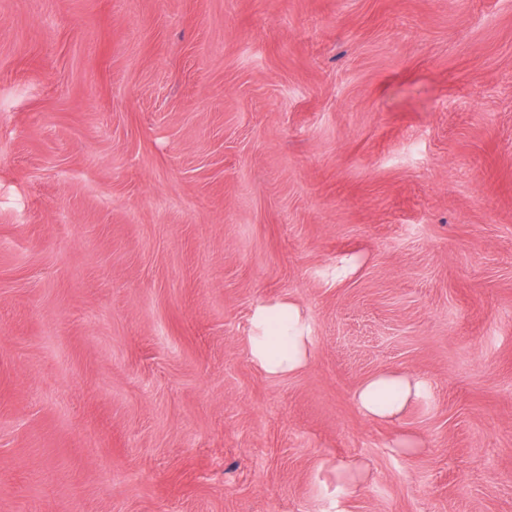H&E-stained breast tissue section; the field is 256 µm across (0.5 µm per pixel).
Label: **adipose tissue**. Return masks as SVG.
<instances>
[{
    "mask_svg": "<svg viewBox=\"0 0 512 512\" xmlns=\"http://www.w3.org/2000/svg\"><path fill=\"white\" fill-rule=\"evenodd\" d=\"M248 341L252 361L271 376L301 371L308 365L314 345L309 320L290 301L257 307L250 321ZM427 393L428 385L419 376L383 372L358 387L355 401L364 415L393 422Z\"/></svg>",
    "mask_w": 512,
    "mask_h": 512,
    "instance_id": "adipose-tissue-1",
    "label": "adipose tissue"
}]
</instances>
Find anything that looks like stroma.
Returning <instances> with one entry per match:
<instances>
[{
  "mask_svg": "<svg viewBox=\"0 0 512 512\" xmlns=\"http://www.w3.org/2000/svg\"><path fill=\"white\" fill-rule=\"evenodd\" d=\"M0 512H512V0H0ZM273 321L277 324L275 331H272ZM248 341L251 360L264 373L285 376L308 365L314 336L309 320L297 305L280 301L255 309ZM427 383L414 374L382 372L363 382L355 392L360 411L375 420L393 422L428 394Z\"/></svg>",
  "mask_w": 512,
  "mask_h": 512,
  "instance_id": "obj_1",
  "label": "stroma"
}]
</instances>
